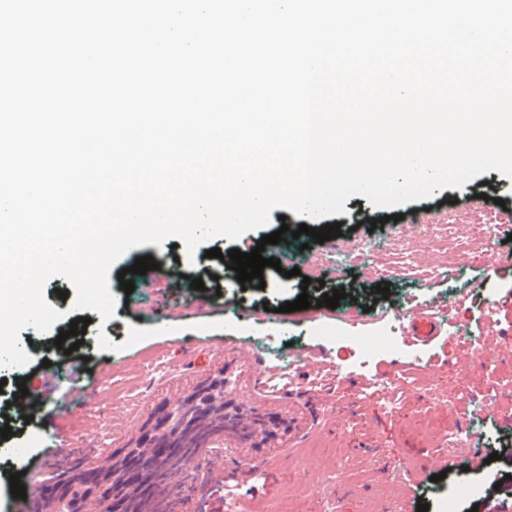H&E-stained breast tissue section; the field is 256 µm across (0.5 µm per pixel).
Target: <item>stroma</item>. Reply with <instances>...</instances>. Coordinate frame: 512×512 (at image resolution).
Returning <instances> with one entry per match:
<instances>
[{
	"instance_id": "1",
	"label": "stroma",
	"mask_w": 512,
	"mask_h": 512,
	"mask_svg": "<svg viewBox=\"0 0 512 512\" xmlns=\"http://www.w3.org/2000/svg\"><path fill=\"white\" fill-rule=\"evenodd\" d=\"M495 170L463 188H445L428 199L388 209L354 195L345 211L326 216L342 237L368 242L376 250L362 261L330 244L310 243L297 276L266 268L265 288L240 284L209 250L227 252L241 241L271 234L296 214L274 208L269 226L242 240L215 237L199 245L194 261L182 247L146 244L127 252L109 272L117 299L115 316L101 326L96 311L81 310L89 325L78 350H57L53 338L28 327L20 339L31 361L0 368V402L12 395L16 378L42 384L44 373L60 390L74 380L95 387L93 399L48 403L21 424L0 452V512H20L10 475L20 474L28 493L38 494L72 457L93 462L122 448L162 402L177 403L196 383L224 373L244 402L294 417L293 429L260 447L236 442L221 469L200 478L199 463L174 474L183 492L180 512H195L203 492L220 490L233 512H512V484L492 489L491 470L512 473V396L484 405L483 395L512 380V202L496 205ZM457 225L467 244L465 266L455 277L443 269L447 247L424 237L430 224ZM496 225L495 236L480 227ZM184 275H224L205 293L182 281L155 278L132 293L118 274L132 267L136 253ZM389 282L381 297L376 285ZM344 289L339 307H317L323 294ZM308 292L310 308L283 313L279 307ZM438 299L454 307L443 335L430 345L402 344L388 355L337 340V325L355 335L386 332L389 313ZM413 363L424 381L404 378L394 401L370 387V375H389L392 359ZM468 426L472 438L460 444L449 421ZM501 459H494V452ZM476 485L474 501L449 506L458 481Z\"/></svg>"
}]
</instances>
